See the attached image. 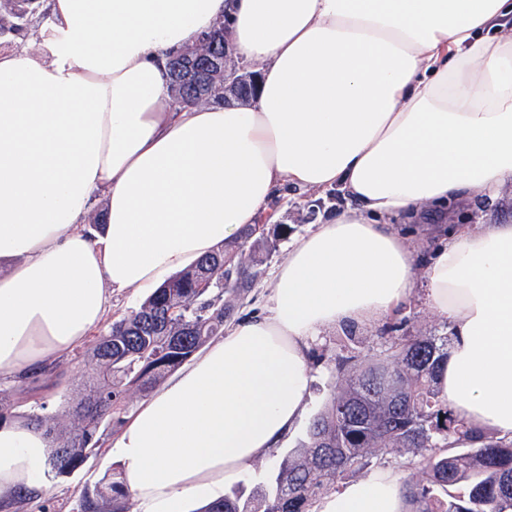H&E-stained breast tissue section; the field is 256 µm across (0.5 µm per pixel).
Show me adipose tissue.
<instances>
[{"mask_svg": "<svg viewBox=\"0 0 512 512\" xmlns=\"http://www.w3.org/2000/svg\"><path fill=\"white\" fill-rule=\"evenodd\" d=\"M37 52L0 50V376L63 360L113 296H147L278 191L350 204L296 238L264 315L225 329L109 444L138 512H188L282 447L326 329L414 295L452 325L439 397L512 439V222L457 225L419 262L398 220L512 184V0H47ZM229 17L247 107L169 109V56ZM104 202L100 230L83 222ZM49 441L0 425V502L45 492ZM373 470L316 512H409Z\"/></svg>", "mask_w": 512, "mask_h": 512, "instance_id": "ef3b65f1", "label": "adipose tissue"}]
</instances>
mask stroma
I'll list each match as a JSON object with an SVG mask.
<instances>
[{
	"label": "stroma",
	"instance_id": "35a3bbf8",
	"mask_svg": "<svg viewBox=\"0 0 512 512\" xmlns=\"http://www.w3.org/2000/svg\"><path fill=\"white\" fill-rule=\"evenodd\" d=\"M346 201L336 189L314 190L305 193L292 192L286 196H276L270 210L276 213L279 223L288 227L286 236L276 242V248L266 256L262 274L255 288L247 298H231L233 320H240L260 313L267 299V290L272 284L276 269L288 256L289 245L294 236L314 229L336 211L344 208ZM448 221L452 224H492L512 221V185H507L499 195L481 204L456 202L448 206ZM384 319H373L357 326L356 345H349L343 337L341 327L326 330L322 336L310 343L307 357L316 376L309 402V414L324 409L328 391L336 380V359L345 355L349 348H356L361 355L374 358L383 357L389 346V338L384 331ZM96 337H89L74 349L55 369L59 375L57 386H48L41 376H30L7 383L6 389L18 401L20 410H28L31 396L51 391L52 401L46 411L58 428L69 427L71 418L67 413V403L77 401L84 392V380L90 370L86 360L87 352L96 344ZM117 424L103 425L98 433L101 441L99 449L90 454L86 462L67 476L48 480L47 490L39 502L17 503L8 512H74V508L85 490L93 489L109 479H120L121 472L107 453L106 445L116 434Z\"/></svg>",
	"mask_w": 512,
	"mask_h": 512
}]
</instances>
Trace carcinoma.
<instances>
[{"label": "carcinoma", "mask_w": 512, "mask_h": 512, "mask_svg": "<svg viewBox=\"0 0 512 512\" xmlns=\"http://www.w3.org/2000/svg\"><path fill=\"white\" fill-rule=\"evenodd\" d=\"M40 0H0V37L28 31ZM168 96L174 109L224 102V21L169 57ZM267 224H251L195 265L174 276L139 308L113 322L91 351L96 373L58 431L41 412L22 416L0 389V424L24 418L53 441L45 474L69 475L98 447L106 422H122L130 390L148 393L212 337L232 309L224 294L243 299L259 271L253 253L272 251ZM385 358L362 364L356 352L336 359L328 408L309 421L297 454L284 457L268 489L235 491L201 512H313L346 473L385 467L412 454L423 478L406 482L414 512H512V440L475 437L436 399V371L448 358V337L409 336L402 324ZM123 483L82 494L76 512H123Z\"/></svg>", "instance_id": "cac0c4a2"}]
</instances>
